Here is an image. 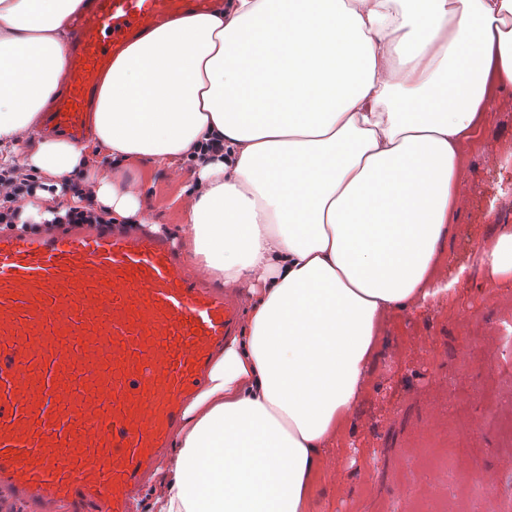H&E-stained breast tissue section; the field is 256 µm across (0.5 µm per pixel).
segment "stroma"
<instances>
[{"label": "stroma", "mask_w": 512, "mask_h": 512, "mask_svg": "<svg viewBox=\"0 0 512 512\" xmlns=\"http://www.w3.org/2000/svg\"><path fill=\"white\" fill-rule=\"evenodd\" d=\"M463 154L447 298L387 323L372 383L329 454L314 512H504L512 502V282L466 259L512 225V87L494 88ZM124 169L148 228L180 240L193 165Z\"/></svg>", "instance_id": "obj_1"}]
</instances>
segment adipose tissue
<instances>
[{
	"label": "adipose tissue",
	"mask_w": 512,
	"mask_h": 512,
	"mask_svg": "<svg viewBox=\"0 0 512 512\" xmlns=\"http://www.w3.org/2000/svg\"><path fill=\"white\" fill-rule=\"evenodd\" d=\"M81 0H0V163L62 183L83 150L39 133ZM512 86V0H219L134 39L104 75L97 154L222 157L187 185L183 246L245 317L160 461L154 512H311L371 382L383 325L452 289L461 153ZM116 224L146 221L125 173L92 176ZM512 281V226L480 254Z\"/></svg>",
	"instance_id": "obj_1"
}]
</instances>
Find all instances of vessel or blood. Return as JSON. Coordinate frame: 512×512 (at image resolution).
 Here are the masks:
<instances>
[{
	"label": "vessel or blood",
	"mask_w": 512,
	"mask_h": 512,
	"mask_svg": "<svg viewBox=\"0 0 512 512\" xmlns=\"http://www.w3.org/2000/svg\"><path fill=\"white\" fill-rule=\"evenodd\" d=\"M210 0H86L45 113L81 144L101 78L128 42ZM232 297L199 287L160 236L77 224L0 234V493L29 512L60 503L129 512L214 352Z\"/></svg>",
	"instance_id": "vessel-or-blood-1"
}]
</instances>
